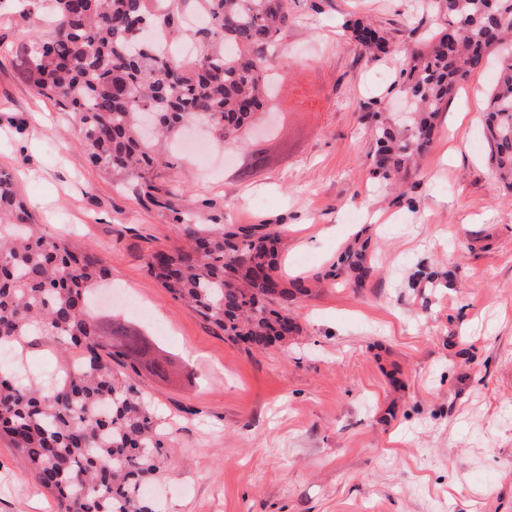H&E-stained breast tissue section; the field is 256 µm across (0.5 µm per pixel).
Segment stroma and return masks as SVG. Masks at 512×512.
<instances>
[{"label": "stroma", "instance_id": "1", "mask_svg": "<svg viewBox=\"0 0 512 512\" xmlns=\"http://www.w3.org/2000/svg\"><path fill=\"white\" fill-rule=\"evenodd\" d=\"M270 59L264 130L200 164L168 153L152 193L113 182L31 79L39 7L0 0V171L45 233L95 245L137 300L96 302L147 330L175 369L136 377L170 433L159 512H512V193L495 190L480 109L495 67L466 76L402 188L372 176L375 113H390L398 54L348 44L353 16L419 46L442 23L415 0H291ZM211 224H280L285 277L313 287L299 330L247 349L151 278L152 250L187 210ZM364 287L331 272L355 234ZM0 512H57L0 437Z\"/></svg>", "mask_w": 512, "mask_h": 512}]
</instances>
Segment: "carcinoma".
I'll use <instances>...</instances> for the list:
<instances>
[{"instance_id": "cac0c4a2", "label": "carcinoma", "mask_w": 512, "mask_h": 512, "mask_svg": "<svg viewBox=\"0 0 512 512\" xmlns=\"http://www.w3.org/2000/svg\"><path fill=\"white\" fill-rule=\"evenodd\" d=\"M206 13L197 58L164 56L151 32L184 33V10ZM446 21L399 60L396 93L410 99L406 121L375 126L374 178L400 185L432 142L439 113L459 80L501 53L484 112L488 168L512 190V0H424ZM51 27L32 42L38 93L69 113L90 160L119 180L152 187L162 142L191 124L223 145L237 142L267 107L270 56L291 23L289 0H48ZM358 50L388 53L389 40L360 19L345 21ZM281 237L269 224H206L190 213L179 241L150 253L147 273L232 341L257 350L288 340L291 306L309 291L285 282ZM354 285L371 271L356 242L338 259ZM109 274L94 246L38 230L9 175L0 174V350L38 336L54 345L65 380L40 385L0 371V435L53 491L59 512H155L141 488L161 472L168 437L150 401L131 383L135 359L151 349L125 326L98 341L89 299Z\"/></svg>"}]
</instances>
